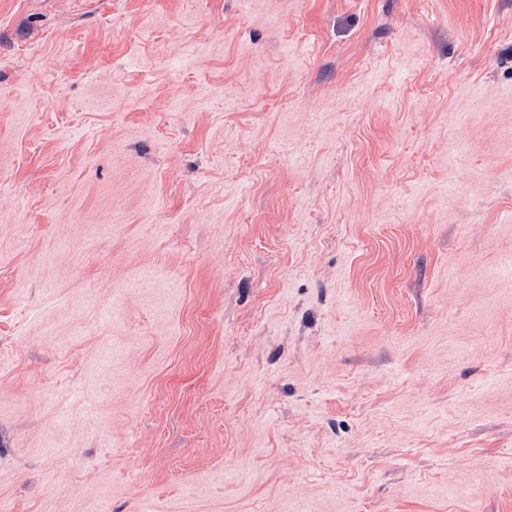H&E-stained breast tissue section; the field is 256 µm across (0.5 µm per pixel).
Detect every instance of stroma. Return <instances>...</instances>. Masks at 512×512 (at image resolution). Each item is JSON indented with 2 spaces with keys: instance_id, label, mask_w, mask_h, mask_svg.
<instances>
[{
  "instance_id": "stroma-1",
  "label": "stroma",
  "mask_w": 512,
  "mask_h": 512,
  "mask_svg": "<svg viewBox=\"0 0 512 512\" xmlns=\"http://www.w3.org/2000/svg\"><path fill=\"white\" fill-rule=\"evenodd\" d=\"M0 512H512V0H0Z\"/></svg>"
}]
</instances>
